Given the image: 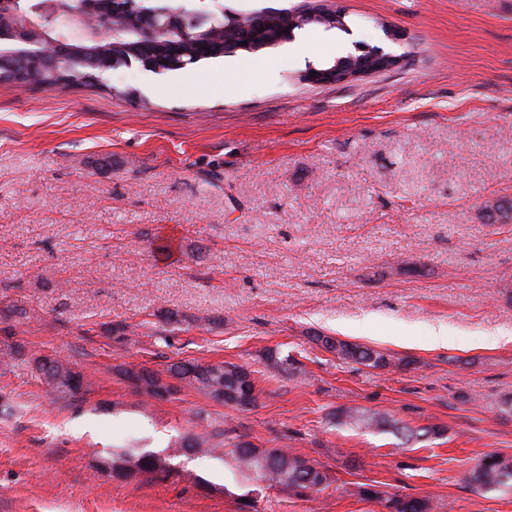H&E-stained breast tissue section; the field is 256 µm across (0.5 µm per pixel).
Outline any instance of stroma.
Returning a JSON list of instances; mask_svg holds the SVG:
<instances>
[{"label": "stroma", "mask_w": 512, "mask_h": 512, "mask_svg": "<svg viewBox=\"0 0 512 512\" xmlns=\"http://www.w3.org/2000/svg\"><path fill=\"white\" fill-rule=\"evenodd\" d=\"M338 2L347 32L304 26L259 51L273 77L233 95L209 62L122 67L107 92L0 84V311L27 352L92 381L57 403L29 365L0 370V512H237L254 484L229 454L178 457L163 480L95 469L166 450L202 415L225 444L332 472L309 498L264 491L258 512H387L364 484L512 512V486L471 482L484 455L512 459V217L488 219L512 200V0ZM371 46L401 63L300 79ZM346 326L393 366L317 342ZM439 326L448 345L430 347ZM184 360L246 368L255 406L182 382L157 401L123 376L167 382ZM348 408L392 425L358 428Z\"/></svg>", "instance_id": "stroma-1"}]
</instances>
